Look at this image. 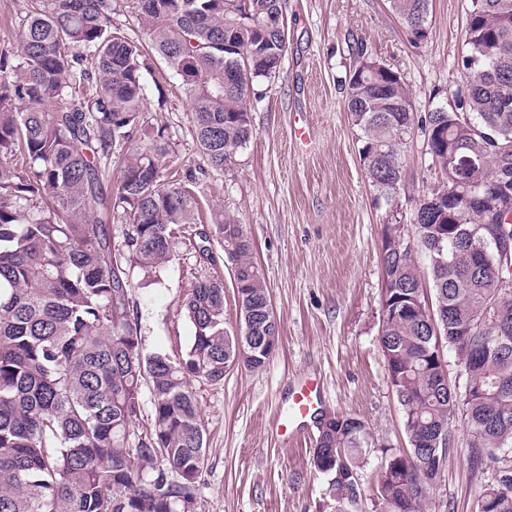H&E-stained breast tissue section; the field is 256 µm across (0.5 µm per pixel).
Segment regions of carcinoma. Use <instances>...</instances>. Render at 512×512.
<instances>
[{"instance_id":"cac0c4a2","label":"carcinoma","mask_w":512,"mask_h":512,"mask_svg":"<svg viewBox=\"0 0 512 512\" xmlns=\"http://www.w3.org/2000/svg\"><path fill=\"white\" fill-rule=\"evenodd\" d=\"M17 46L0 50V512H194L204 428L190 381L224 380L236 356L224 326V282L201 280L184 302L193 326L177 360L145 353L131 310L130 274L155 276L175 257L178 234L202 223L195 178L166 181L171 143L145 110L143 47L113 24V0H27ZM154 49L184 87L196 140L214 169L234 163L253 130L248 90L281 68L286 0H136ZM431 0H389L409 38H426ZM347 84L346 108L361 131L360 164L378 206L398 208L402 149L420 126L441 182L418 202L413 240L391 248L383 225L380 346L402 407L408 448L385 458L375 486L380 512H423L418 476L433 481L432 455L418 431H448L454 404L469 459L496 465L476 512H512V269L497 245L512 241V0H470L458 65L465 94L423 118L409 91L365 46ZM125 153L118 191L108 192L112 157ZM459 166L448 171V153ZM455 181L494 202L448 205ZM251 302L253 339L280 336L264 314L269 291L251 261L243 226L210 215ZM122 239L115 242L114 227ZM427 261L422 271L415 259ZM484 250L492 261L473 265ZM443 351L465 330L486 355L469 360L459 390L441 383L433 330ZM153 417L136 427L142 388ZM341 415L321 432L313 459L359 472L371 443ZM337 512L358 486L331 485Z\"/></svg>"}]
</instances>
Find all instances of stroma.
<instances>
[{"label": "stroma", "mask_w": 512, "mask_h": 512, "mask_svg": "<svg viewBox=\"0 0 512 512\" xmlns=\"http://www.w3.org/2000/svg\"><path fill=\"white\" fill-rule=\"evenodd\" d=\"M469 6V0H432L427 37L414 43L388 0H288L280 71L254 81L253 136L235 164L221 170L211 169L199 150L180 79L146 50L147 107L174 143L168 172L181 178L193 171L202 207L223 209L243 225L280 328L279 348L262 369L238 366L221 382H191L206 431L195 512H334L328 478L312 462L315 421H307L298 442L273 430L290 385L305 375L323 384L321 411L356 417L370 429L374 446L360 473L358 510L376 512L379 468L387 452L406 448L408 440L379 347L386 212L375 207L359 161L347 83L363 44L400 75L417 116L447 105L464 81L457 61ZM298 126L306 127L307 144L295 140ZM404 169L398 220L409 224L416 201L437 184L422 130L404 147ZM208 276L224 281V319L235 325L231 265L218 236L183 233L158 281L133 276L130 298L145 352L175 359L190 346L193 327L182 305ZM466 441V431L457 429L424 512H475L479 493L493 483L492 468H473Z\"/></svg>", "instance_id": "35a3bbf8"}]
</instances>
